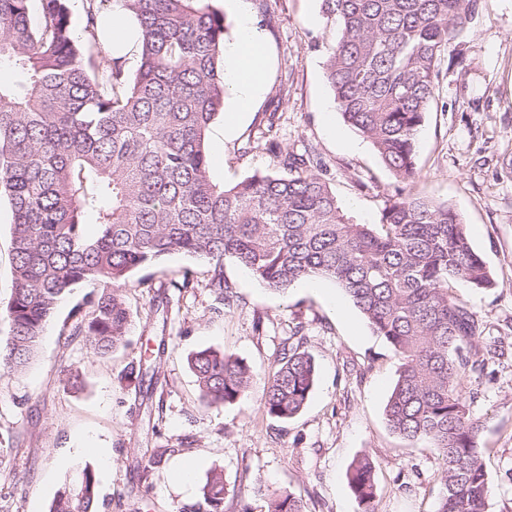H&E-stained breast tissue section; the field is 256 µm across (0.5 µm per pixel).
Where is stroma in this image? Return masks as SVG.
I'll return each mask as SVG.
<instances>
[{"mask_svg":"<svg viewBox=\"0 0 512 512\" xmlns=\"http://www.w3.org/2000/svg\"><path fill=\"white\" fill-rule=\"evenodd\" d=\"M245 5L266 50L265 88L232 130L220 118L211 124L212 180L230 187L280 172V152H309L342 210L357 223H378L400 183L340 112H325L334 101L326 62L336 24L321 0ZM461 47L465 62L442 67L418 134L416 190L460 215L495 281L482 291L455 281L450 291L482 323L485 370L468 375L464 391L483 423L490 512H512V0H485ZM208 270L205 261L172 255L138 271L125 292L128 340L105 356L72 333L101 290L81 285L57 307L28 367L0 372V443L11 459L0 468V512H49L85 467L98 481V512H197L214 470L224 474V512H268L288 494L303 512H361L346 474L364 454L376 466L378 512H437L439 452L389 427L385 405L399 361L344 291L326 284L337 311L299 285L270 290L228 258L220 298ZM294 346L312 354L318 380L303 412L280 422L263 399ZM206 348L252 367L251 386L235 403L202 399L190 358ZM146 362L153 375L136 378ZM100 448L110 451L109 468ZM183 458L198 462L189 486L173 477Z\"/></svg>","mask_w":512,"mask_h":512,"instance_id":"obj_1","label":"stroma"}]
</instances>
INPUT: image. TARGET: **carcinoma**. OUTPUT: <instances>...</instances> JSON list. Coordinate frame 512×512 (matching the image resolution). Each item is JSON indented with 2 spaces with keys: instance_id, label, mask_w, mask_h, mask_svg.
Masks as SVG:
<instances>
[{
  "instance_id": "1",
  "label": "carcinoma",
  "mask_w": 512,
  "mask_h": 512,
  "mask_svg": "<svg viewBox=\"0 0 512 512\" xmlns=\"http://www.w3.org/2000/svg\"><path fill=\"white\" fill-rule=\"evenodd\" d=\"M0 0V200L12 214L13 288L4 306L0 370L33 358L59 302L80 284L104 285L73 326L100 355L131 324L124 290L141 268L173 254L209 264L224 293V259L284 292L309 278L336 282L400 361L385 406L391 430L437 448L444 461L437 512H490L489 479L462 380L483 373L476 313L449 293L495 281L465 224L444 204L410 191L386 201L380 223L358 224L338 206L311 159L280 153L285 174L213 182L206 132L224 108V13L210 0H114L142 30L136 69L97 63V0H86L84 38L67 0ZM482 0H322L338 27L327 79L344 121L407 185L417 175L418 132L435 97L448 47ZM97 233L85 235V217ZM191 365L202 398L234 403L252 373L238 358L203 350ZM313 358L291 348L267 388L268 416L288 421L307 405ZM361 512H376L371 459L351 465ZM223 474L202 487V512H224ZM97 480L85 468L64 483L49 512H97ZM269 512H302L287 495Z\"/></svg>"
}]
</instances>
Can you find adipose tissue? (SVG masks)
<instances>
[{
  "mask_svg": "<svg viewBox=\"0 0 512 512\" xmlns=\"http://www.w3.org/2000/svg\"><path fill=\"white\" fill-rule=\"evenodd\" d=\"M227 2L236 11L239 20L238 37L224 50L227 61L224 77L231 85L238 103L237 110L228 113L226 117L227 125L232 126L238 121L240 110L246 109L262 94L267 60L243 0Z\"/></svg>",
  "mask_w": 512,
  "mask_h": 512,
  "instance_id": "1",
  "label": "adipose tissue"
}]
</instances>
